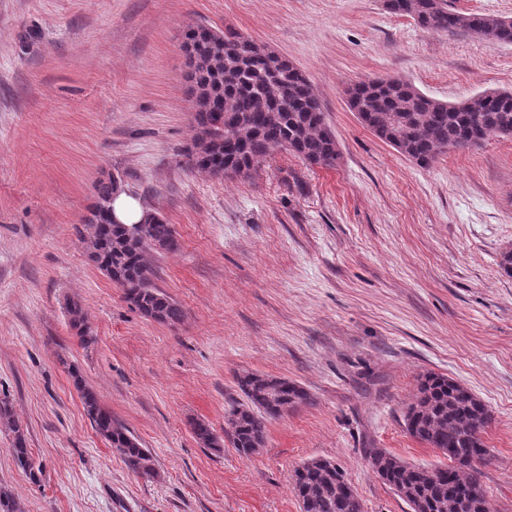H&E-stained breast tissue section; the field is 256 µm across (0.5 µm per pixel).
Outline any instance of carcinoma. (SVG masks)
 I'll list each match as a JSON object with an SVG mask.
<instances>
[{
  "mask_svg": "<svg viewBox=\"0 0 512 512\" xmlns=\"http://www.w3.org/2000/svg\"><path fill=\"white\" fill-rule=\"evenodd\" d=\"M388 12L407 16L432 32L462 33L512 45V25L498 17L461 14L448 0H385ZM193 46L191 66L195 103V135L183 151L186 163L213 176H246L256 162L277 150L292 152L311 166L334 167L340 159L336 136L308 77L281 56L256 60L247 49L251 40L235 30L190 26L184 33ZM349 105L377 138L416 164L427 167L456 147L478 146L491 136H512V91L483 92L462 107L430 97L399 78H376L349 85ZM119 181L109 177L95 187L96 201L80 234L87 257L144 317L176 325L184 311L152 280L145 261L148 250L178 248L173 225L157 213L141 224H115L110 217ZM70 324L82 342L90 343L81 303H66ZM86 417L95 431L134 473L151 476L153 457L119 420L112 417L73 368ZM245 401L233 404L229 423L233 446L245 455L263 447L270 419L310 403L307 393L285 379L247 373L239 378ZM493 419L489 408L467 387L444 375L427 373L406 407L407 433L448 458L449 464L425 469L382 449L370 448L367 458L377 477L411 512H491L487 491L473 463L487 454L483 433ZM0 424L13 434L9 451L28 478L39 481L22 423L0 400ZM205 447H223L208 424L191 423ZM293 492L301 512H364V503L345 473L327 459H312L296 468ZM0 512H22L12 492L0 487Z\"/></svg>",
  "mask_w": 512,
  "mask_h": 512,
  "instance_id": "cac0c4a2",
  "label": "carcinoma"
}]
</instances>
